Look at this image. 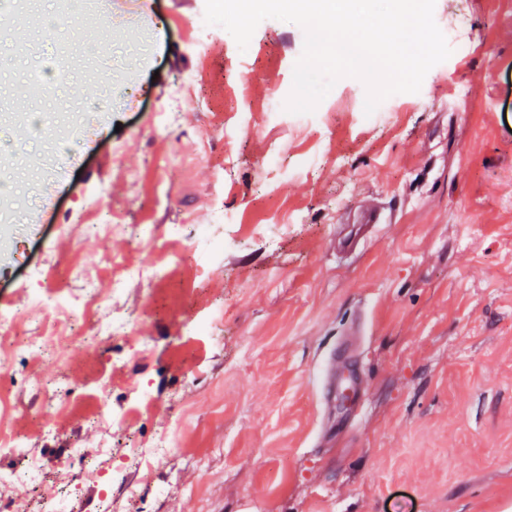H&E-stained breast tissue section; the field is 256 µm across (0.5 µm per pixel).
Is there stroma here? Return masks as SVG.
<instances>
[{"label": "stroma", "instance_id": "obj_1", "mask_svg": "<svg viewBox=\"0 0 512 512\" xmlns=\"http://www.w3.org/2000/svg\"><path fill=\"white\" fill-rule=\"evenodd\" d=\"M201 7L153 0L127 19L97 0L94 20L70 24L67 79L38 90L29 77L51 51L41 18L60 0L0 12V182L15 195L0 211V321L41 339L53 318L33 295L56 287L55 270L82 266L93 288L66 290L99 299L112 296L104 266L147 273L115 298L126 336L0 357V424L25 439L0 447V477L30 457L47 474L0 485V505L36 512L63 494L69 449L108 438L118 456L176 430L162 464L124 472L146 512H512V0H436L448 45L470 54L386 98L372 123L353 77L314 112L272 115L302 28L264 20L242 51L219 27L201 50L183 23ZM91 45L103 54L84 57ZM93 104L92 129L60 128ZM165 106L173 126L152 134ZM272 154L280 169L266 167ZM98 197L124 223L155 225V239L100 226ZM215 201L235 221L223 257L207 259L172 230L210 223ZM369 204L383 223H361ZM203 313L202 339L189 321ZM358 324L342 359L357 391L322 396L319 369ZM100 368L114 374L110 408L130 413L114 438L93 399ZM143 380L155 401L137 408Z\"/></svg>", "mask_w": 512, "mask_h": 512}]
</instances>
